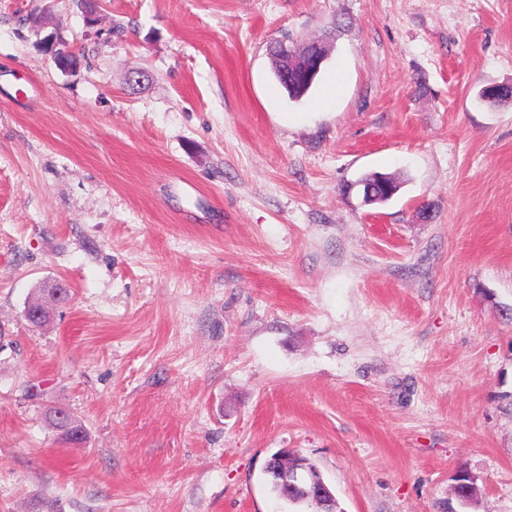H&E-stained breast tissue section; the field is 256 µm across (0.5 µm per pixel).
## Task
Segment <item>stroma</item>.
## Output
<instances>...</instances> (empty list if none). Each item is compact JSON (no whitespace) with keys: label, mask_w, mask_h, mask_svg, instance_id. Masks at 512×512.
I'll return each mask as SVG.
<instances>
[{"label":"stroma","mask_w":512,"mask_h":512,"mask_svg":"<svg viewBox=\"0 0 512 512\" xmlns=\"http://www.w3.org/2000/svg\"><path fill=\"white\" fill-rule=\"evenodd\" d=\"M318 39L328 111L269 55ZM508 83L512 0H0V512H287L281 448L342 512H512ZM356 187H359L362 202L365 205H368L375 197L390 199L397 192L396 185L389 181L387 177H380L375 182L359 180L356 183L347 185L346 189L348 194Z\"/></svg>","instance_id":"1"}]
</instances>
